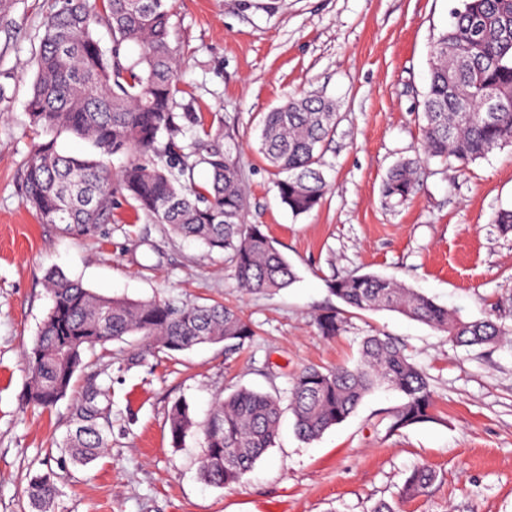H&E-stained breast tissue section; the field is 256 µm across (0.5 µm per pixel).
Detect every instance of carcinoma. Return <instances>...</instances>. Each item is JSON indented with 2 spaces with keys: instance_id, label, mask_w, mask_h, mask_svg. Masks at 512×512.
<instances>
[{
  "instance_id": "carcinoma-1",
  "label": "carcinoma",
  "mask_w": 512,
  "mask_h": 512,
  "mask_svg": "<svg viewBox=\"0 0 512 512\" xmlns=\"http://www.w3.org/2000/svg\"><path fill=\"white\" fill-rule=\"evenodd\" d=\"M168 0H62L44 24L35 55L36 74L27 111L32 125L49 136L35 145L25 164L26 203L44 224H63L82 234L109 220L117 195L134 203L156 224L209 251L229 252L240 288L249 293L286 288L295 273L286 257L256 224L241 223L246 196L240 170L223 145V133L183 145L185 130L203 126L194 112H174L178 60L170 46ZM112 29V48L95 38L99 25ZM509 103L506 110L482 111L488 93ZM421 150L427 159L459 167L512 145V0H461L452 21L431 49L429 84L423 101ZM336 124L333 103L316 95L288 99L262 117L261 152L286 177L276 186L295 215L321 202L327 183L319 148ZM86 140L100 156L123 155L127 164L110 171L101 160L59 152L57 137ZM203 166L210 180L194 183ZM418 160L391 168L383 195L408 200L419 183ZM54 304L25 355L26 403L52 408L67 393L82 367L85 350L138 335L149 353L182 352L222 343L230 351L252 340V324L221 302L176 304L100 295L58 271L48 275ZM345 306L386 310L420 321L448 335L455 346H496L512 332L499 318L468 321L402 282L374 273L350 274L330 284ZM320 333L345 329L341 312L317 318ZM401 393L405 402L391 414V428L433 419L427 376L387 337L364 338L354 364L333 369L305 367L291 379L288 408L297 434L306 441L345 421L376 388ZM110 401L94 384L76 406L77 423L60 448L72 465L86 466L109 447ZM281 419L277 397L240 388L218 399L201 428L200 475L224 487L240 482L274 446ZM174 444L197 428L190 405L174 402L169 412ZM436 473L414 468L403 494L410 498ZM33 512H50L58 496L55 473L31 477L26 488Z\"/></svg>"
}]
</instances>
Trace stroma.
<instances>
[{"instance_id":"stroma-1","label":"stroma","mask_w":512,"mask_h":512,"mask_svg":"<svg viewBox=\"0 0 512 512\" xmlns=\"http://www.w3.org/2000/svg\"><path fill=\"white\" fill-rule=\"evenodd\" d=\"M0 19V512H31L24 494L53 469V512H512V345L455 347L445 333L390 311L342 306L335 279L367 272L401 281L467 320L493 315L512 325V234L496 213L512 209V146L465 170L425 163L406 202L385 199L397 162L416 158L431 46L458 0H169V42L178 55L177 112L223 128L246 190L242 221L260 225L297 279L247 293L224 252L208 251L136 218L116 198L97 232L40 223L23 190L25 162L40 137L26 102L47 16L60 0H12ZM317 94L336 106V130L322 148L328 185L321 204L293 215L259 150L264 113ZM57 269L109 297L220 301L240 309L255 335L233 354L223 344L173 355H142L140 337L88 350L68 395L28 407L23 353L39 334ZM342 312V335L321 336L318 316ZM393 338L427 375L435 421L391 430L402 396L378 389L346 421L312 442L284 414L273 448L242 483L200 478L203 439L173 444L168 413L190 403L205 422L216 398L237 388L287 399L304 367L353 363L364 336ZM137 364H130L133 355ZM108 389L107 454L78 468L59 445L88 383ZM437 478L402 496L414 467Z\"/></svg>"}]
</instances>
